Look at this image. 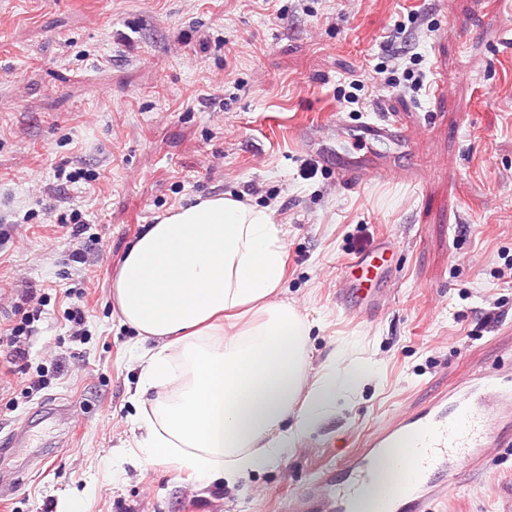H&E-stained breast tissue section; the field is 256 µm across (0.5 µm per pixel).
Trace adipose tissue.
<instances>
[{"label":"adipose tissue","mask_w":512,"mask_h":512,"mask_svg":"<svg viewBox=\"0 0 512 512\" xmlns=\"http://www.w3.org/2000/svg\"><path fill=\"white\" fill-rule=\"evenodd\" d=\"M286 245L274 210L230 193L157 215L112 283L137 337L141 371L129 400L145 460L232 483L290 454L359 397L369 362L307 369L310 328L278 294Z\"/></svg>","instance_id":"obj_1"}]
</instances>
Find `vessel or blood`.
I'll return each mask as SVG.
<instances>
[{"mask_svg":"<svg viewBox=\"0 0 512 512\" xmlns=\"http://www.w3.org/2000/svg\"><path fill=\"white\" fill-rule=\"evenodd\" d=\"M508 406L512 389L502 387L499 374H473L423 408L376 427L358 454L322 468L306 492L290 500L289 512H349L351 499L374 480L376 459L396 446L407 456L380 512H435L460 470L480 463L490 443L512 442V429L496 416Z\"/></svg>","mask_w":512,"mask_h":512,"instance_id":"b4317fda","label":"vessel or blood"}]
</instances>
